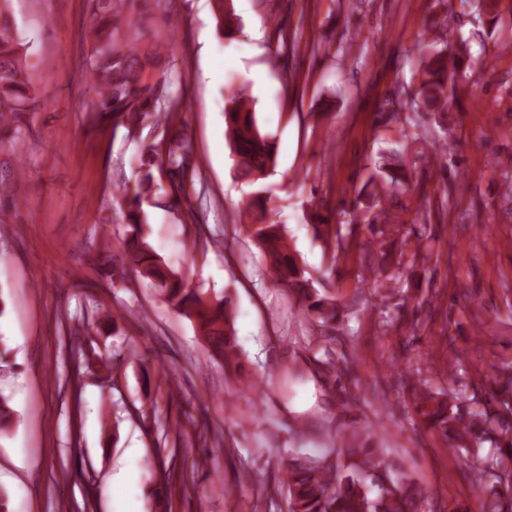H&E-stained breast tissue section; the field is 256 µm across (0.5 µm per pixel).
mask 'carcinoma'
I'll use <instances>...</instances> for the list:
<instances>
[{"mask_svg": "<svg viewBox=\"0 0 512 512\" xmlns=\"http://www.w3.org/2000/svg\"><path fill=\"white\" fill-rule=\"evenodd\" d=\"M482 14L495 33L502 27L499 16L500 0H482ZM91 5L92 52L85 63V79L92 95L91 112L98 129L112 127V132H124V138L135 142L136 130L151 126L156 136L138 156L139 178L132 187L116 188L106 195L118 202L126 224L122 245L114 252H101L98 272L110 276L115 287L128 281L134 272L149 281L159 291L171 309L192 322L198 335L213 355L222 361L224 373L243 383L248 380L233 328L232 299L210 297L188 280L180 271L169 267L155 252L148 240L145 226L149 217L144 205L151 203L160 192L171 209L192 210L188 183L196 173L193 165L192 140L185 119L187 104L180 91L172 90L171 71L174 65L173 43L156 41L148 46L138 42L139 21L126 8L127 0H89ZM10 0H0V136L20 139L22 127L19 114L34 112L36 91L26 67L27 46L12 25ZM216 33L222 40H232L242 31V23L226 0H213ZM428 31L438 36L425 40L414 56L418 82L409 90L412 107L427 112H445L456 98L458 72L469 53L466 42L452 39L450 17L437 20L432 16ZM224 127L234 154L236 178L254 188L243 213L251 223L242 225L247 237L261 252L269 277L288 289L303 313L322 328L336 325L342 308L336 295L320 291L318 278L303 266L287 238L285 226L272 221L267 200L257 190L259 181L276 166V144L261 132L249 91L240 86L225 99ZM407 164L399 150L392 151L383 164L377 166L369 181L379 182L383 190L362 192L358 198L357 222L381 225L399 223L398 218L381 217L388 194L406 193L411 182ZM315 238L322 241L327 257L326 271L338 273L340 265L353 254V241L342 232V225L313 215ZM378 272H357V283L367 288H380L384 264ZM89 311L71 327L74 336L90 335L102 323L116 325L117 315L101 314L102 303L95 295L88 297ZM398 386L413 400L414 410L421 420L453 448H479L487 441L497 447L495 466L498 472L489 476V466L473 467L474 479L481 483L492 478L487 493L493 497L512 494V470L502 467L512 461V439L499 440L493 418L487 411L472 413L467 421L454 412L452 394L422 388L415 379L399 374ZM19 424V414L10 399L0 394V437L7 436ZM348 459L344 464L328 460L292 458L284 465L281 483L288 497V512H416L417 495L405 479H392L387 485H377L378 493L371 496L366 476L382 470L383 461L376 454L375 434L353 432L341 449Z\"/></svg>", "mask_w": 512, "mask_h": 512, "instance_id": "1", "label": "carcinoma"}]
</instances>
